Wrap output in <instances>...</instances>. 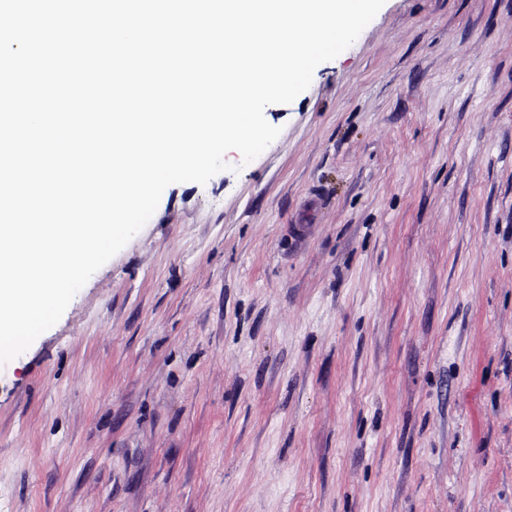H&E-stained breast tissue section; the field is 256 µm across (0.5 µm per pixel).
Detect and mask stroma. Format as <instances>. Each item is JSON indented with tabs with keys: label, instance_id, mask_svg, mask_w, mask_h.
Masks as SVG:
<instances>
[{
	"label": "stroma",
	"instance_id": "obj_1",
	"mask_svg": "<svg viewBox=\"0 0 512 512\" xmlns=\"http://www.w3.org/2000/svg\"><path fill=\"white\" fill-rule=\"evenodd\" d=\"M0 366V512H512V0H386Z\"/></svg>",
	"mask_w": 512,
	"mask_h": 512
}]
</instances>
